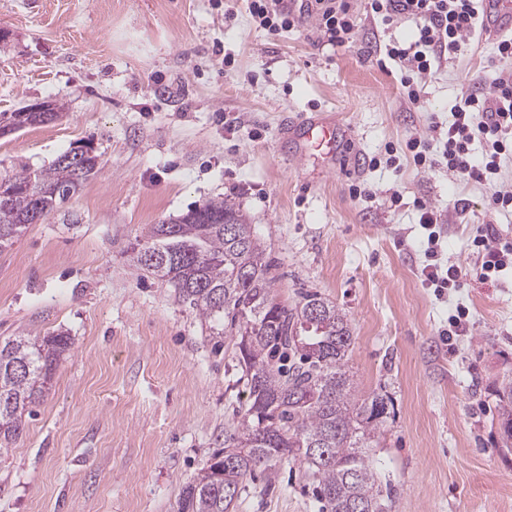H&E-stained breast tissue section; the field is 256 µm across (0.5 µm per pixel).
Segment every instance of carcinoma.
Masks as SVG:
<instances>
[{
    "instance_id": "1",
    "label": "carcinoma",
    "mask_w": 512,
    "mask_h": 512,
    "mask_svg": "<svg viewBox=\"0 0 512 512\" xmlns=\"http://www.w3.org/2000/svg\"><path fill=\"white\" fill-rule=\"evenodd\" d=\"M89 159L77 175L54 162L31 174L0 181L14 187L0 208V252L11 248L36 209L49 216L96 169ZM147 248L166 263L136 262L170 283L216 336L238 339L247 401L234 431L207 468L188 484L180 512H230L245 478L260 466L299 464L317 483L326 512H388L390 488L376 461L387 403L359 391L349 367L353 343L345 311L316 292L293 306L278 301L273 260L266 255L240 208L210 200L170 222L150 227ZM321 318L309 319V310ZM69 338L16 336L0 344V445L24 431V415L36 404ZM499 418L512 443V378L499 390Z\"/></svg>"
}]
</instances>
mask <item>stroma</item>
I'll use <instances>...</instances> for the list:
<instances>
[{"mask_svg":"<svg viewBox=\"0 0 512 512\" xmlns=\"http://www.w3.org/2000/svg\"><path fill=\"white\" fill-rule=\"evenodd\" d=\"M350 5L354 40L332 48L309 21L269 34L244 0H0V113L63 107L54 122L0 137V171H39L83 145L100 157L0 253V343L72 342L22 436L0 450V512H178L223 448L246 399L236 339L210 335L170 283L132 260L151 225L217 198L240 207L275 260L278 300L316 292L348 313L359 386L387 401L373 454L391 512H512L498 413L512 375V276L440 296L425 287L412 201L448 213L453 260L466 258L473 225L512 234V213L486 212L481 188L445 172L369 166L387 143L421 133L427 112L447 119L492 46L474 40L426 77L421 112L397 64L378 62L379 45L409 39L413 22L386 29L365 0ZM315 113L340 123L336 151L284 125ZM358 182L377 199L353 198ZM393 189L396 208L385 201ZM459 305L470 333L445 337ZM232 512L322 503L299 467L280 466L247 481Z\"/></svg>","mask_w":512,"mask_h":512,"instance_id":"1","label":"stroma"}]
</instances>
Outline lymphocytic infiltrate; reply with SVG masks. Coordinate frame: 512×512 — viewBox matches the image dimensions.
Returning <instances> with one entry per match:
<instances>
[{
    "mask_svg": "<svg viewBox=\"0 0 512 512\" xmlns=\"http://www.w3.org/2000/svg\"><path fill=\"white\" fill-rule=\"evenodd\" d=\"M252 21L272 34L297 27L311 18L322 42L343 46L354 36L348 0H308L293 9L284 0H246ZM482 0H367V13L383 26L397 19L413 21L412 36L384 46L388 59L402 72L405 100L425 111L422 134L404 147L386 145L384 157H372L371 166L411 161L425 172L448 170L460 180L483 186L485 205L492 212H512V185L502 180V167L512 157V33L493 41V53L478 77L479 91L462 95L448 119L428 111L423 78L437 71L442 61L467 50L480 33ZM424 231V283L436 292L463 287L467 281L498 280L512 271V236L492 225L476 226L470 238V257L464 263L443 261L444 216L428 201L415 203Z\"/></svg>",
    "mask_w": 512,
    "mask_h": 512,
    "instance_id": "lymphocytic-infiltrate-1",
    "label": "lymphocytic infiltrate"
}]
</instances>
